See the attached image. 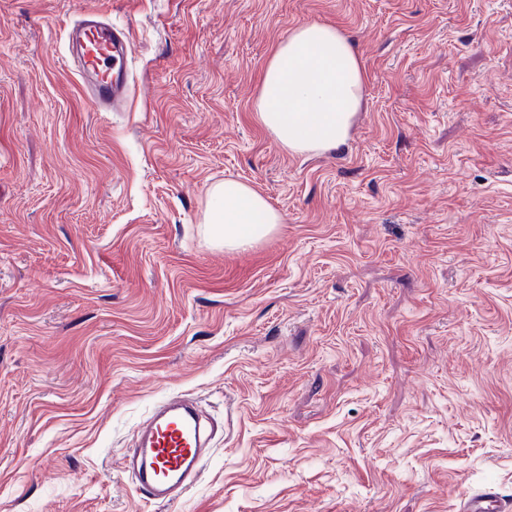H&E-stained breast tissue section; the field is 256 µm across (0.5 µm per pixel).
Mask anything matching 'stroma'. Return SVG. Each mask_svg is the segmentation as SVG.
<instances>
[{
	"label": "stroma",
	"mask_w": 512,
	"mask_h": 512,
	"mask_svg": "<svg viewBox=\"0 0 512 512\" xmlns=\"http://www.w3.org/2000/svg\"><path fill=\"white\" fill-rule=\"evenodd\" d=\"M127 30L88 102L65 28ZM359 49L343 149L258 122L295 28ZM236 179L282 216L204 231ZM218 425L196 484L121 472L160 399ZM512 500V0H0V512H461ZM66 42L75 74L94 108L121 110L133 89L132 48L122 29L102 14L90 12L68 24ZM205 224L210 238L224 248L249 246L272 233L282 216L249 185L227 179L208 191ZM462 510L465 512H506L511 510V505L507 506L498 498L495 491L489 490L470 496L465 501Z\"/></svg>",
	"instance_id": "35a3bbf8"
}]
</instances>
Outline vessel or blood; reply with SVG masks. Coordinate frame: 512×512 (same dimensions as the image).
<instances>
[{
  "instance_id": "obj_1",
  "label": "vessel or blood",
  "mask_w": 512,
  "mask_h": 512,
  "mask_svg": "<svg viewBox=\"0 0 512 512\" xmlns=\"http://www.w3.org/2000/svg\"><path fill=\"white\" fill-rule=\"evenodd\" d=\"M66 42L87 99L103 112L122 109L133 89L132 48L122 29L99 13L68 24ZM210 437L194 403L173 396L162 401L140 427L137 443L125 458L138 490L165 504L183 496L197 479ZM495 491L470 496L464 512H507Z\"/></svg>"
}]
</instances>
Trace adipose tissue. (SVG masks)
Segmentation results:
<instances>
[{"label": "adipose tissue", "instance_id": "obj_1", "mask_svg": "<svg viewBox=\"0 0 512 512\" xmlns=\"http://www.w3.org/2000/svg\"><path fill=\"white\" fill-rule=\"evenodd\" d=\"M362 88L359 55L349 39L337 28L307 23L288 35L267 65L257 119L288 150H332L347 140ZM208 197V234L228 249L259 241L282 221L260 194L237 180L213 185Z\"/></svg>", "mask_w": 512, "mask_h": 512}]
</instances>
